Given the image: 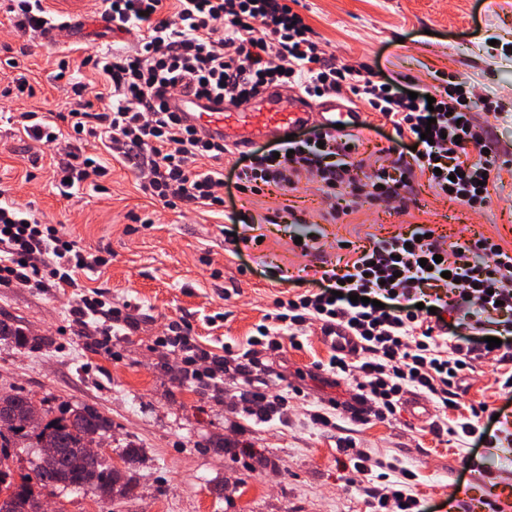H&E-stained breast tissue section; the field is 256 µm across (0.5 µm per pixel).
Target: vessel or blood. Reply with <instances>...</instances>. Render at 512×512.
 Listing matches in <instances>:
<instances>
[{
	"label": "vessel or blood",
	"mask_w": 512,
	"mask_h": 512,
	"mask_svg": "<svg viewBox=\"0 0 512 512\" xmlns=\"http://www.w3.org/2000/svg\"><path fill=\"white\" fill-rule=\"evenodd\" d=\"M165 102L186 124L223 139L241 152L256 140L274 139L294 128L331 129L340 124L353 131L363 125L362 113L342 100H312L276 86L261 90L245 106L225 97L200 99L189 92L166 97Z\"/></svg>",
	"instance_id": "vessel-or-blood-1"
}]
</instances>
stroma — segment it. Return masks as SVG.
<instances>
[{
  "label": "stroma",
  "mask_w": 512,
  "mask_h": 512,
  "mask_svg": "<svg viewBox=\"0 0 512 512\" xmlns=\"http://www.w3.org/2000/svg\"><path fill=\"white\" fill-rule=\"evenodd\" d=\"M87 27L68 30L65 44L47 50L40 37L0 29V90L11 70L7 49H25L24 65L33 95L0 93V111L62 112L67 98L53 76L62 57L78 64L87 54L130 47L134 34L99 32L97 0H82ZM299 13L339 66L365 67L375 82L421 92L439 73L456 76L479 94L497 98L500 115L475 107L496 150L512 154V0L499 8L485 0H302ZM27 141L0 125V186L20 204H34L45 223L65 230L94 250L110 253L105 268L82 274L80 282L105 291L114 303H129L137 326L112 340L104 352L80 334L70 315L74 291L0 288V319L23 327L33 340L20 348L0 342V389L18 391L49 404H88L112 420L104 458L120 466L135 485L132 496L114 501V512H369L367 487L396 481L401 469L415 472L412 494L423 512H512V446L476 447L474 438L452 441L432 431L440 413L419 422L407 414L389 422L360 425L336 411L324 429L309 414L316 406L345 403L354 395L347 381L315 371L329 357L319 327L284 343L276 354L261 353L268 365V392L287 397L288 408L265 423L239 413L232 381L223 399L197 389L180 360L155 345L173 321L188 323L203 346L223 353L245 344L275 299L314 289L304 266L336 263L343 241L359 246L427 224L445 243L481 236L512 250V170H502L492 205L476 212L436 195L416 177L409 214L363 207L344 222L329 224L315 184L280 196H246L224 175V211L185 214L149 203L137 189L135 170L109 164L104 191L91 188L60 196L48 161L32 167ZM290 207L307 221L264 224L259 241L235 245L242 233L232 215ZM316 237L320 249L303 256L294 242ZM214 316L209 325L205 316ZM492 363L466 372L462 405L477 402L512 409V397L494 382ZM300 387L303 397L292 394ZM352 437L367 457V471L354 475L352 453L340 452ZM355 486H348V479Z\"/></svg>",
  "instance_id": "obj_1"
}]
</instances>
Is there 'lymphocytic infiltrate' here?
<instances>
[{"label": "lymphocytic infiltrate", "mask_w": 512, "mask_h": 512, "mask_svg": "<svg viewBox=\"0 0 512 512\" xmlns=\"http://www.w3.org/2000/svg\"><path fill=\"white\" fill-rule=\"evenodd\" d=\"M101 11L120 31L136 33L131 49L86 58L102 77L110 105L92 111L87 84L62 71L58 77L72 102L57 120L40 121L32 112L0 113L1 122L16 126L36 145L63 142L57 162L61 194L84 184L101 190L108 169L86 151L98 141L113 159L138 172L145 197L172 210L220 212L221 166L229 149L160 104V97L179 90L239 102L268 85H289L317 97L347 90L397 137L408 139L414 147L409 159L362 175L351 160L360 145L353 133L317 129L309 137L280 140L235 159L236 187L245 195H285L301 180L316 181L328 205L327 221L366 204L407 212V190L418 175L437 195L481 211L491 203L490 188L503 167L512 163L489 148L488 130L474 120L465 89L442 83L413 99L360 70L336 67L288 0H101ZM0 19L14 31L39 35L58 17L41 9L39 0H0ZM471 148L477 161L465 158ZM425 259L433 268L422 267ZM109 262L62 225L43 223L34 208L0 203V288H75L81 273ZM319 282L318 292L276 300L244 351L228 346L216 354L200 344L190 325L178 321L156 342L181 352L183 372L196 388L215 391L232 376L241 387L242 410L260 420L283 411L287 401L267 392L255 349L278 352L282 337L305 335L314 324L325 335L342 326L361 344L357 359L333 354L315 365L355 380L358 398L368 406L359 423L393 419L410 392L426 395L441 410L459 409L463 372L488 360L496 363L500 390L512 393V251L493 239L447 248L428 225L419 224L374 239L344 265L322 271ZM456 295L476 299L480 313L502 316L500 347L471 335L448 338L442 314ZM72 316L80 328H93L105 349L112 346L115 327L136 326L127 305L96 291L82 293ZM413 477L406 469L385 491L368 492V507L421 512L419 499L407 490Z\"/></svg>", "instance_id": "lymphocytic-infiltrate-1"}]
</instances>
